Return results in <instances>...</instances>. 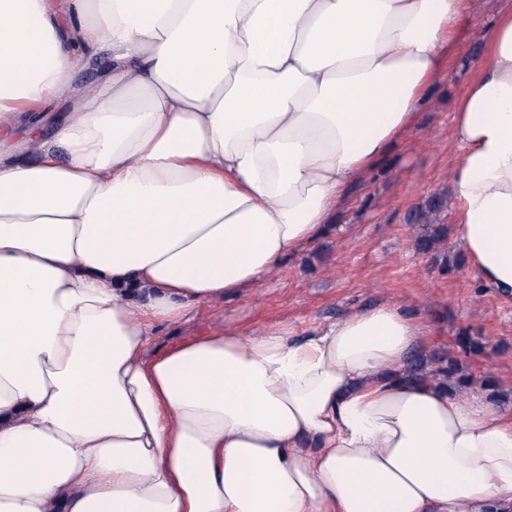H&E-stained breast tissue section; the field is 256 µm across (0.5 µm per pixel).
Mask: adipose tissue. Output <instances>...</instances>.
Instances as JSON below:
<instances>
[{
	"label": "adipose tissue",
	"mask_w": 512,
	"mask_h": 512,
	"mask_svg": "<svg viewBox=\"0 0 512 512\" xmlns=\"http://www.w3.org/2000/svg\"><path fill=\"white\" fill-rule=\"evenodd\" d=\"M472 2L0 0V512H512V408L408 379L406 305L143 355L322 235ZM485 42L449 198L512 302V10ZM108 56L109 53L104 51L90 59L82 69L71 74L72 82L75 85L82 86L97 84L103 80Z\"/></svg>",
	"instance_id": "obj_1"
}]
</instances>
